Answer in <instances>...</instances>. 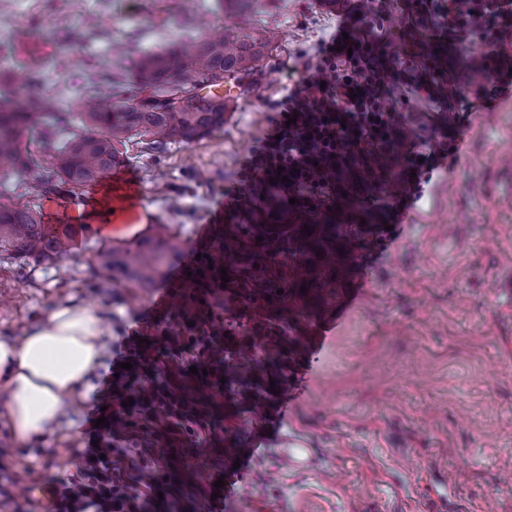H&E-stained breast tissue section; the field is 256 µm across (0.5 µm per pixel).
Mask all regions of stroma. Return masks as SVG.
Instances as JSON below:
<instances>
[{
	"label": "stroma",
	"mask_w": 512,
	"mask_h": 512,
	"mask_svg": "<svg viewBox=\"0 0 512 512\" xmlns=\"http://www.w3.org/2000/svg\"><path fill=\"white\" fill-rule=\"evenodd\" d=\"M198 2L189 10L183 0H0V71L32 68L44 91L70 102L104 67L122 70L143 52L219 27L280 35L223 130L162 150L132 140L122 165L71 197L42 196L18 180L0 186V204L31 203L45 223L80 228L64 270L0 248V340L22 336L70 302L94 310L106 330L104 365L68 398L43 438L16 440L0 394V456L18 474L9 493L31 512H49V502L28 498L26 487L76 471L87 446L83 421L104 394L110 346L130 318L158 310L173 331L182 330L183 264L192 251L221 245L226 232L245 231L213 216L239 161L268 126V103L281 96L299 55L334 29L340 13L359 6L256 0L247 13H215L213 0ZM428 47L447 54L448 78L463 95L456 109L469 114L455 161L435 171L396 237L359 265L338 303L306 322V336H329L305 346L297 368L266 367L288 345L287 304L240 299L239 271L228 269L226 288L209 302L237 377L222 389L203 388L213 425L183 441L199 451L194 466L170 469L178 501L150 502V512H204L224 473L234 479L224 512H444L448 500L466 512H512V295L497 288L512 280V91L492 107L476 105L485 80L475 67L479 40ZM128 187L136 191L138 225L119 217L112 235L82 230L90 199L110 200ZM158 223L168 225L179 249L152 287L98 270L100 246L135 243ZM291 437L309 444V469L284 457ZM228 438L247 460L244 471L224 453Z\"/></svg>",
	"instance_id": "1"
}]
</instances>
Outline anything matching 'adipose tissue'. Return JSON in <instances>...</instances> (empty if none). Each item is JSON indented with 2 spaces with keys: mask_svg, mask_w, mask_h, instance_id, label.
<instances>
[{
  "mask_svg": "<svg viewBox=\"0 0 512 512\" xmlns=\"http://www.w3.org/2000/svg\"><path fill=\"white\" fill-rule=\"evenodd\" d=\"M103 335L94 311L67 304L20 343L0 341V388L9 394L8 413L18 439L43 436L58 423L65 399L99 366Z\"/></svg>",
  "mask_w": 512,
  "mask_h": 512,
  "instance_id": "adipose-tissue-1",
  "label": "adipose tissue"
}]
</instances>
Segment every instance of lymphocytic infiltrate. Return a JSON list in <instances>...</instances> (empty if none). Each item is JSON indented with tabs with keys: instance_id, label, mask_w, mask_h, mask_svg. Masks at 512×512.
Segmentation results:
<instances>
[{
	"instance_id": "obj_1",
	"label": "lymphocytic infiltrate",
	"mask_w": 512,
	"mask_h": 512,
	"mask_svg": "<svg viewBox=\"0 0 512 512\" xmlns=\"http://www.w3.org/2000/svg\"><path fill=\"white\" fill-rule=\"evenodd\" d=\"M511 11L512 0H448L440 8L433 0H406L399 36L413 43L430 36L463 43L480 32L484 52L478 67L498 81L477 89L478 101L489 106L501 87L512 83V62L503 52L512 32L478 28L477 20ZM352 20L345 14L334 34L317 41L299 80L271 103L266 133L240 161L237 186L224 191L225 217L285 224L295 215L333 213L344 201L361 200L380 203L389 224L396 225L422 199L439 165L455 155L466 118L453 110L460 93L447 80L446 55L423 51L395 57L381 24L366 22L355 29ZM399 77L438 108V122L423 125L415 141L407 140L390 91ZM242 184L251 187L253 199L241 198ZM258 197L266 210L257 209ZM190 303L188 331L173 332L157 316L114 343L106 407L92 412L106 423L88 426L94 445L84 450L76 472L55 477L52 512H146L157 495L177 496L165 469L168 456L181 435L205 432L211 424L207 407L183 380L182 358L196 355L200 383L217 385L224 375L219 344L207 330L208 306L195 295ZM150 329L164 353L145 343ZM159 413L167 417L156 436L159 448L142 455L138 431Z\"/></svg>"
}]
</instances>
